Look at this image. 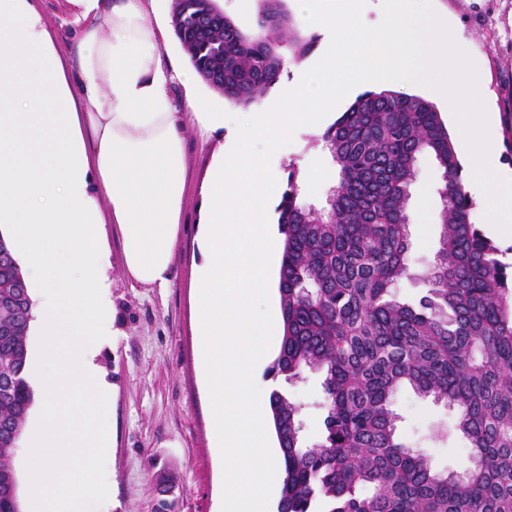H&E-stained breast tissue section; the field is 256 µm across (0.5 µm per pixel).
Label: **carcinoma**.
<instances>
[{
    "instance_id": "1",
    "label": "carcinoma",
    "mask_w": 512,
    "mask_h": 512,
    "mask_svg": "<svg viewBox=\"0 0 512 512\" xmlns=\"http://www.w3.org/2000/svg\"><path fill=\"white\" fill-rule=\"evenodd\" d=\"M172 27L198 75L244 107L318 41L296 29L285 0H260L249 31L217 0H174ZM322 141L340 175L326 206L303 202L293 173L278 205L283 336L270 374L322 375L324 433L302 447L300 406L272 391L277 512H512V284L500 249L471 222L448 128L419 96L367 91ZM423 154L442 172L443 208L428 293L414 307L394 288L409 272L410 188ZM31 310L29 301L11 315L13 333L0 335V421L19 432L33 403L24 374ZM405 382L457 409L473 448L463 474L435 471L396 436L390 399ZM15 447L0 433V512L17 502Z\"/></svg>"
}]
</instances>
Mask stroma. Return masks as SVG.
<instances>
[{
    "mask_svg": "<svg viewBox=\"0 0 512 512\" xmlns=\"http://www.w3.org/2000/svg\"><path fill=\"white\" fill-rule=\"evenodd\" d=\"M66 67L77 53L75 9L70 0H33ZM432 10L449 16L460 40L485 58V93L497 115L501 161L512 169V0H431ZM318 128L301 127L282 141L268 161L280 183L289 174L317 166L336 173L337 166ZM189 178L184 198L181 241L174 253L173 282L166 291L140 287L126 274L114 225L104 227L107 248L102 262L107 296L118 331L98 361L112 385L105 450L109 475L105 497L91 500L89 512H157L160 501L171 512H219L224 495V465L211 431L210 411L197 357L191 281L200 256L194 223L200 189L216 138L196 129L185 132ZM441 171L430 156H420L410 188L411 275L397 290L401 301L416 303L427 291L423 272L439 245L438 188ZM289 400L303 407L304 442L323 436L325 398L322 378L306 372L302 381L269 379ZM397 434L410 448L430 456L436 471L463 473L470 442L458 430L457 413L445 404L402 386L392 401Z\"/></svg>",
    "mask_w": 512,
    "mask_h": 512,
    "instance_id": "1",
    "label": "stroma"
}]
</instances>
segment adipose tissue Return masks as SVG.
Wrapping results in <instances>:
<instances>
[{
  "label": "adipose tissue",
  "instance_id": "adipose-tissue-1",
  "mask_svg": "<svg viewBox=\"0 0 512 512\" xmlns=\"http://www.w3.org/2000/svg\"><path fill=\"white\" fill-rule=\"evenodd\" d=\"M81 21L78 74L69 79L31 0H0V224L37 296L27 380L37 417L22 446L33 484L28 512H85L107 491L105 461L90 452L87 417L104 423L111 388L97 356L116 330L100 265L102 226L117 225L124 270L146 288L171 285L181 238L187 167L183 131L219 136L202 186L193 288L198 358L211 428L225 462L224 512H271L281 472L269 449V398L262 372L278 341L275 310L256 314L270 290L269 260L282 243L266 215L279 186L253 150L274 149L296 127L321 126L317 99L333 101L384 84L394 61L422 77L454 121L460 175L482 205L488 233L512 237V170L500 161L496 118L484 109L480 53L423 0H386L377 27L337 0H296L325 32L315 66H302L283 108L229 127L204 96L176 98L195 73L164 58L165 30L145 0H72ZM81 471L83 480L71 478Z\"/></svg>",
  "mask_w": 512,
  "mask_h": 512
}]
</instances>
